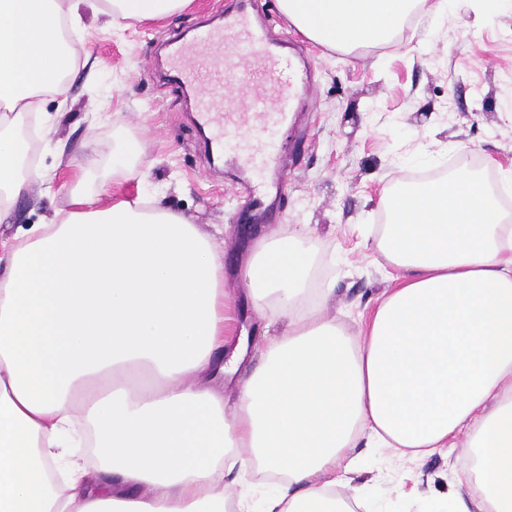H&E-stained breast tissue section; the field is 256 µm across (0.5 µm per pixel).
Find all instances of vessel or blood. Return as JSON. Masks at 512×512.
I'll return each instance as SVG.
<instances>
[{"label": "vessel or blood", "instance_id": "obj_1", "mask_svg": "<svg viewBox=\"0 0 512 512\" xmlns=\"http://www.w3.org/2000/svg\"><path fill=\"white\" fill-rule=\"evenodd\" d=\"M169 59L182 87L208 88L197 117L210 129L211 143L220 148L233 137L249 141L240 157L243 167H266L273 157L270 135L287 124L289 112L310 89L294 63L268 48L263 28L242 11L190 39L173 40ZM231 70L243 75L238 85L226 82Z\"/></svg>", "mask_w": 512, "mask_h": 512}]
</instances>
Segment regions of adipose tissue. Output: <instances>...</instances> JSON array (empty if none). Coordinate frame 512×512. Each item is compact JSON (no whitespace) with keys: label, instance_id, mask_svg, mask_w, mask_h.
Segmentation results:
<instances>
[{"label":"adipose tissue","instance_id":"1","mask_svg":"<svg viewBox=\"0 0 512 512\" xmlns=\"http://www.w3.org/2000/svg\"><path fill=\"white\" fill-rule=\"evenodd\" d=\"M193 0H0V224L32 179L20 119L63 94L81 9L156 21ZM426 0H280L315 41H388ZM0 239V512H226L224 471L284 479L235 512H353L332 495L359 438L427 455L466 434L475 507L512 512V224L481 179L402 190L376 247L395 286L357 336L322 308L298 236L242 270L271 330L233 403L215 385L247 345L224 339V259L191 220L74 198ZM90 429L101 462L73 450Z\"/></svg>","mask_w":512,"mask_h":512}]
</instances>
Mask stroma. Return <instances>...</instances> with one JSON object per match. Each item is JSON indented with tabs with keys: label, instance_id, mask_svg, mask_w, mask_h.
I'll use <instances>...</instances> for the list:
<instances>
[{
	"label": "stroma",
	"instance_id": "stroma-1",
	"mask_svg": "<svg viewBox=\"0 0 512 512\" xmlns=\"http://www.w3.org/2000/svg\"><path fill=\"white\" fill-rule=\"evenodd\" d=\"M392 40L354 49L302 33L279 0H252L251 14L308 76L311 96L298 103L278 136L273 162L250 173L263 206L240 223L246 199L224 179L205 149L195 93L170 75L166 42L216 24L239 0H193L161 22L111 23L85 11L69 29L79 65L60 95H48L31 124L39 128L38 169L51 193L33 182L16 201L11 237L69 212L82 194L99 202L161 204L189 215L224 257L225 301L250 338L247 366L263 346L264 321L246 294L242 265L266 234L308 227L312 285L331 289L323 313L357 333L392 286L373 240L392 187L410 173L471 172L481 179L512 168V0L475 9L469 0H431ZM136 155L120 161L118 147ZM94 164L84 182L77 166ZM465 437L421 460L357 442L350 485L365 507L386 512H442L451 493H466Z\"/></svg>",
	"mask_w": 512,
	"mask_h": 512
}]
</instances>
